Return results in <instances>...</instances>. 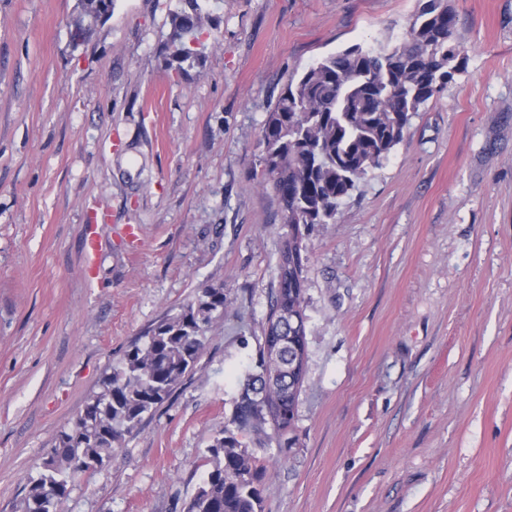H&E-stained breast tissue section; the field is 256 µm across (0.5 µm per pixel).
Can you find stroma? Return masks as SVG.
<instances>
[{
	"instance_id": "stroma-1",
	"label": "stroma",
	"mask_w": 512,
	"mask_h": 512,
	"mask_svg": "<svg viewBox=\"0 0 512 512\" xmlns=\"http://www.w3.org/2000/svg\"><path fill=\"white\" fill-rule=\"evenodd\" d=\"M77 3L0 0V512L137 337L220 288L193 371L60 506L183 512L287 234L267 114L318 59L402 42L420 0H213L193 67L178 0H114L76 47ZM452 5L464 69L303 228L308 368L265 512H512V0Z\"/></svg>"
}]
</instances>
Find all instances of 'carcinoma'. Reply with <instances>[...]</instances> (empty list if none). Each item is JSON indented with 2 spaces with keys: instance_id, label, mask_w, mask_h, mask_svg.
<instances>
[{
  "instance_id": "cac0c4a2",
  "label": "carcinoma",
  "mask_w": 512,
  "mask_h": 512,
  "mask_svg": "<svg viewBox=\"0 0 512 512\" xmlns=\"http://www.w3.org/2000/svg\"><path fill=\"white\" fill-rule=\"evenodd\" d=\"M172 14L168 43L181 63H200V35L212 20L203 0H180ZM114 0H78L79 17L70 30L78 46L86 41L100 10ZM456 14L448 0H426L408 35L391 48H347L308 66L268 112L261 130L260 183L272 189L281 223L334 224L343 200L359 180L389 158L411 118L437 97L464 64L455 37ZM304 252L285 239L279 249L266 323L282 336L291 334L281 309H304L306 265L289 269L282 257ZM224 289L207 288L178 312L166 316L133 343L122 361L101 381L70 427L61 431L29 481L24 512H60L73 477L102 464L122 445L191 372L207 334L224 318ZM292 346L265 360L264 349L241 384L228 425L208 448L211 470L184 512H263L272 447L283 450L284 434L270 432L271 409H284L293 431L304 378L292 370Z\"/></svg>"
}]
</instances>
